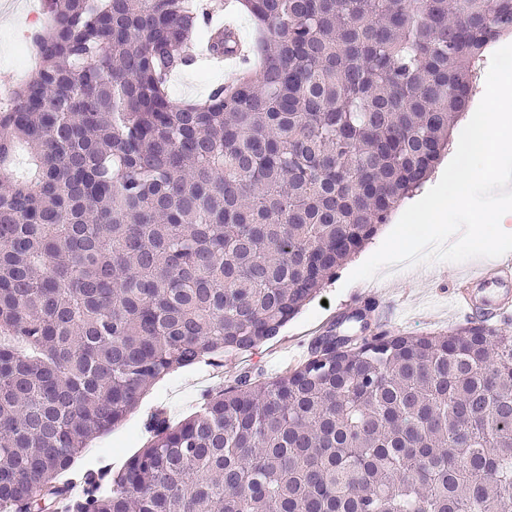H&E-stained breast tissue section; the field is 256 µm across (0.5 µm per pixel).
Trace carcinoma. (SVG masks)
<instances>
[{
  "instance_id": "cac0c4a2",
  "label": "carcinoma",
  "mask_w": 512,
  "mask_h": 512,
  "mask_svg": "<svg viewBox=\"0 0 512 512\" xmlns=\"http://www.w3.org/2000/svg\"><path fill=\"white\" fill-rule=\"evenodd\" d=\"M45 7L0 111V512H512V335L471 320L333 326L153 417L81 502L61 480L156 381L277 336L423 186L512 0H238L260 67L201 102L169 78L209 0Z\"/></svg>"
}]
</instances>
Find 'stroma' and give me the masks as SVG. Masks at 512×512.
<instances>
[{"mask_svg": "<svg viewBox=\"0 0 512 512\" xmlns=\"http://www.w3.org/2000/svg\"><path fill=\"white\" fill-rule=\"evenodd\" d=\"M43 20L42 0H0V88L19 83L37 67V52L30 43L35 26ZM224 73L221 66L190 67L175 72L171 78L175 99H205L210 86L223 80ZM391 229V224L382 225L375 237L325 282L317 297L266 344L249 352L225 353L217 362L188 367L157 382L123 424L93 441L77 460V469L108 463L113 470H121L150 440L145 423L154 410H162L177 422L197 411L206 394L233 385L241 372L266 376L285 372L305 356L310 340L360 295L374 294L390 307L393 332L422 336L447 334L456 329L466 316L453 302L451 290L470 271V263L394 265L382 270L375 279L349 282L350 273L379 248Z\"/></svg>", "mask_w": 512, "mask_h": 512, "instance_id": "stroma-1", "label": "stroma"}]
</instances>
